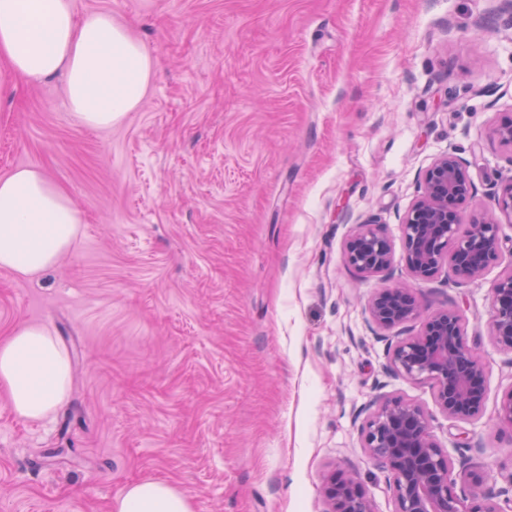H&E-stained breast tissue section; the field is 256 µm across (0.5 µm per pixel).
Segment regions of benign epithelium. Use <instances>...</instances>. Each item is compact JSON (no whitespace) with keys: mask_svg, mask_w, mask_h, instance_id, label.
I'll return each mask as SVG.
<instances>
[{"mask_svg":"<svg viewBox=\"0 0 512 512\" xmlns=\"http://www.w3.org/2000/svg\"><path fill=\"white\" fill-rule=\"evenodd\" d=\"M475 190L467 166L454 154L437 158L425 171L421 195L407 211L402 226L405 263L411 277L428 280L448 270L459 284L469 282L502 258L500 217L512 221V181L494 196L489 215H467L465 205ZM348 266L366 276L387 271L391 244L380 223L361 224L345 247ZM492 335L512 350V264L491 287ZM370 322L388 331L423 320L419 335L399 336L392 347L390 369L435 388L439 410L450 419L482 414L486 398L483 364L467 344L466 320L458 308L428 311L405 287L380 286L368 302ZM496 421L512 427V390L500 402ZM433 416L402 398L389 399L361 427L363 448L392 475L397 512H505L477 492L488 473L454 463L435 442ZM473 487L458 494L457 484ZM324 512H374L354 474L345 472L322 488Z\"/></svg>","mask_w":512,"mask_h":512,"instance_id":"benign-epithelium-1","label":"benign epithelium"}]
</instances>
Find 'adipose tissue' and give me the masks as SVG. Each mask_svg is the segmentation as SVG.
<instances>
[{"label": "adipose tissue", "instance_id": "adipose-tissue-1", "mask_svg": "<svg viewBox=\"0 0 512 512\" xmlns=\"http://www.w3.org/2000/svg\"><path fill=\"white\" fill-rule=\"evenodd\" d=\"M12 72L43 80L65 71L67 101L88 127L103 129L141 103L153 60L110 13L76 18L71 0H0V56ZM82 214L44 171L18 167L0 176V269L31 278L71 252ZM70 363L48 326L31 322L0 341V387L21 419H47L68 394ZM113 512H192L168 482L129 486Z\"/></svg>", "mask_w": 512, "mask_h": 512}]
</instances>
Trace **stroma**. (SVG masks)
Instances as JSON below:
<instances>
[{
    "label": "stroma",
    "mask_w": 512,
    "mask_h": 512,
    "mask_svg": "<svg viewBox=\"0 0 512 512\" xmlns=\"http://www.w3.org/2000/svg\"><path fill=\"white\" fill-rule=\"evenodd\" d=\"M111 13L155 62L109 129L70 111L63 76L32 83L0 59V175L44 170L81 209L75 250L22 279L0 269V340L49 325L71 357L50 419L18 418L0 390V512H111L134 483L169 482L194 512H323L355 471L374 512L391 475L362 445L378 402L434 415L453 459L512 490V350L491 336L500 263L470 282L411 279L402 220L424 171L455 153L480 214L512 181V0H72ZM378 218L394 261L347 266ZM433 309L460 307L483 364V413H440L431 384L390 369L396 335L367 301L379 280Z\"/></svg>",
    "instance_id": "stroma-1"
}]
</instances>
